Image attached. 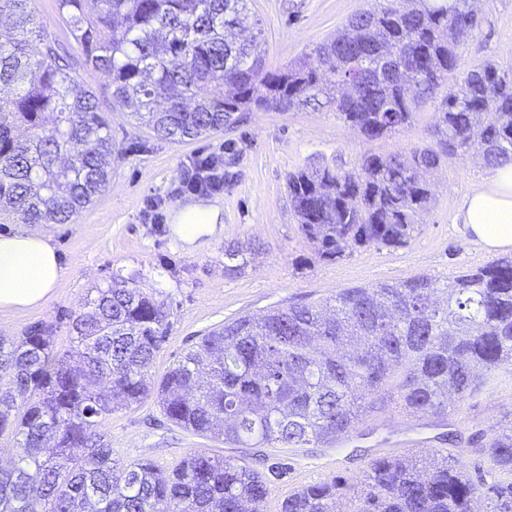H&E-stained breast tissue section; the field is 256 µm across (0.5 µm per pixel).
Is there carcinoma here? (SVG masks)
Segmentation results:
<instances>
[{
  "label": "carcinoma",
  "instance_id": "carcinoma-1",
  "mask_svg": "<svg viewBox=\"0 0 512 512\" xmlns=\"http://www.w3.org/2000/svg\"><path fill=\"white\" fill-rule=\"evenodd\" d=\"M87 65L113 102L158 137L198 139L251 107L332 105L364 138L397 132L458 66L459 34L478 24L469 0L383 7L353 17L313 60L271 70L248 0H57ZM12 33L0 37V212L24 224H67L109 182L110 128L96 96L65 72L56 48L30 47V0H0ZM438 148L359 170L300 169L288 194L302 235L323 260L366 246L406 245L432 193L424 173L482 148L491 168L512 162V74L492 63L463 72L437 113ZM253 247L224 248L240 272ZM163 302L112 278L69 316L73 346L55 349L50 325L0 337V512H261L269 480L235 459L196 452L167 470L121 465L98 418L156 394L167 418L243 448H302L349 437L376 405L441 417L512 368V256L446 282L419 275L344 288L325 302L244 315L200 338L157 384L150 368L166 341ZM469 445L512 473V427ZM512 512V481L486 482L435 453L371 461L360 483L304 486L280 512Z\"/></svg>",
  "mask_w": 512,
  "mask_h": 512
}]
</instances>
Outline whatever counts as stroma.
I'll list each match as a JSON object with an SVG mask.
<instances>
[{
	"mask_svg": "<svg viewBox=\"0 0 512 512\" xmlns=\"http://www.w3.org/2000/svg\"><path fill=\"white\" fill-rule=\"evenodd\" d=\"M385 2L249 0V7L261 24L266 65L274 69L305 58L351 16ZM31 7L68 73L100 103L112 136V177L70 224L25 225L16 215L0 213V234H49L66 269L41 306L0 311V336H19L34 325L53 323L57 349H67L70 334L60 313L79 310L89 289L121 277L167 307V338L151 366L158 380L201 336L228 320L275 306L322 302L352 286L395 283L419 274L444 281L492 260V253L465 242L458 216L464 196L491 174L477 151L446 157L431 174L434 197L405 247L356 248L333 261L320 259L301 234L287 178L296 170L319 166L352 172L367 155L383 157L434 145L436 114L462 71L488 62L512 71V0H477L480 24L457 47L459 69L449 72L400 133L365 139L327 107L255 110L240 113L234 127L182 143L158 138L114 105L109 79L85 64L57 0H32ZM208 153L224 157L223 192L185 189L191 161ZM153 202L158 211L150 210ZM199 202L219 207L224 229L192 251L171 224L177 211ZM237 241L253 242L259 251L242 272L231 275L224 270V248ZM510 423L512 370L505 369L480 398L451 402L444 418L402 420L394 407L386 406L363 416L348 439L329 445L237 448L174 425L152 398L103 416L100 429L113 458L125 465L149 461L164 469L197 451L244 461L270 480L263 512H279L292 490L335 476L356 483L373 459L412 452L417 442L424 452H440L468 472L484 471L487 481H510L512 475L488 470L486 460L468 444L476 431ZM450 432L457 433L458 444H448Z\"/></svg>",
	"mask_w": 512,
	"mask_h": 512,
	"instance_id": "obj_1",
	"label": "stroma"
}]
</instances>
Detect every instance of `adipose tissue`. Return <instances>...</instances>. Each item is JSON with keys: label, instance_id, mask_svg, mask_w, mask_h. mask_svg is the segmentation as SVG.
<instances>
[{"label": "adipose tissue", "instance_id": "adipose-tissue-1", "mask_svg": "<svg viewBox=\"0 0 512 512\" xmlns=\"http://www.w3.org/2000/svg\"><path fill=\"white\" fill-rule=\"evenodd\" d=\"M471 243L486 251L512 248V164L493 169L488 181L464 197L459 209ZM217 208L201 203L182 209L176 231L187 245L220 228ZM66 272L47 234H0V310L38 307Z\"/></svg>", "mask_w": 512, "mask_h": 512}]
</instances>
